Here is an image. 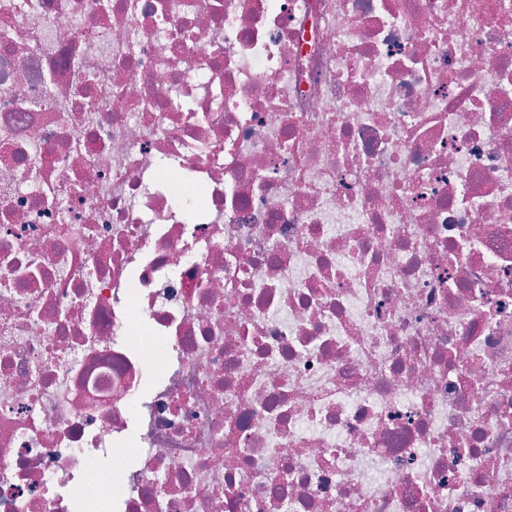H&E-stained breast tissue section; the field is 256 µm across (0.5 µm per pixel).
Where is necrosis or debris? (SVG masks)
Wrapping results in <instances>:
<instances>
[{"label": "necrosis or debris", "mask_w": 512, "mask_h": 512, "mask_svg": "<svg viewBox=\"0 0 512 512\" xmlns=\"http://www.w3.org/2000/svg\"><path fill=\"white\" fill-rule=\"evenodd\" d=\"M0 512H512V0H0Z\"/></svg>", "instance_id": "4bbe7bcc"}]
</instances>
